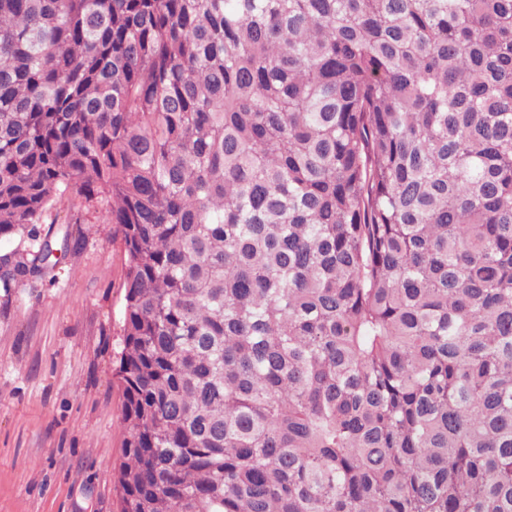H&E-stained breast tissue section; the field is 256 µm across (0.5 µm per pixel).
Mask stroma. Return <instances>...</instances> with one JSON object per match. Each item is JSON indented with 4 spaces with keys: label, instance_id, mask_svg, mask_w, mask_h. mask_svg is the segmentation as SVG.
<instances>
[{
    "label": "stroma",
    "instance_id": "obj_1",
    "mask_svg": "<svg viewBox=\"0 0 512 512\" xmlns=\"http://www.w3.org/2000/svg\"><path fill=\"white\" fill-rule=\"evenodd\" d=\"M39 229L83 245L32 283L0 288V512H120L123 245L100 206L77 198Z\"/></svg>",
    "mask_w": 512,
    "mask_h": 512
}]
</instances>
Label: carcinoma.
<instances>
[{
    "instance_id": "1",
    "label": "carcinoma",
    "mask_w": 512,
    "mask_h": 512,
    "mask_svg": "<svg viewBox=\"0 0 512 512\" xmlns=\"http://www.w3.org/2000/svg\"><path fill=\"white\" fill-rule=\"evenodd\" d=\"M72 197L129 512H512V0H0V288Z\"/></svg>"
}]
</instances>
